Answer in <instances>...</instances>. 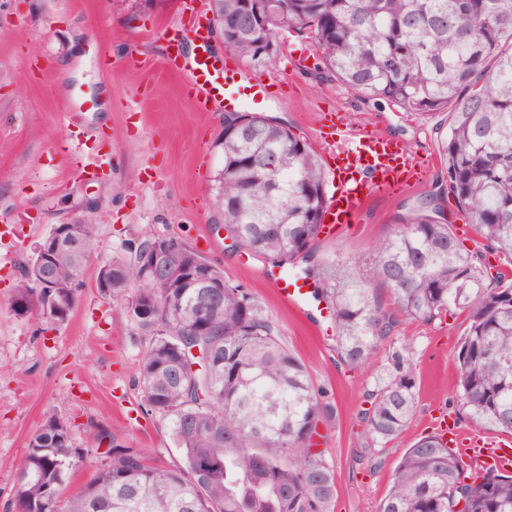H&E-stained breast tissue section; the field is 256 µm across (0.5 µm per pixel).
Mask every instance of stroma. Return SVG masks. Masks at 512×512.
Returning <instances> with one entry per match:
<instances>
[{"mask_svg":"<svg viewBox=\"0 0 512 512\" xmlns=\"http://www.w3.org/2000/svg\"><path fill=\"white\" fill-rule=\"evenodd\" d=\"M177 16L178 0H0V512H13L17 463L51 415L71 422L76 447H97L105 430L152 462L180 460L166 422L147 413L137 387L147 342L126 302L100 295L97 262L89 263L64 323L48 325L12 308L23 264L51 225L74 221L95 225L106 257L149 237H177L252 293L335 406L318 440L336 474L331 512H377L402 451L434 432L438 412L465 431L507 442L473 420L453 390L467 326L454 310L428 323L401 321L396 336L413 346L417 410L398 439L367 445L358 412L376 365L354 370L343 363L324 304L302 312L283 304L263 276L267 264L214 227L212 179L223 163L217 141L225 109H197L181 79L163 69L167 29ZM303 56L290 37L270 60L245 62L275 94L258 112L314 148L321 118L331 112L348 128L395 138L426 164L419 183L369 198L357 223L320 236V254L349 261L408 216L418 194L437 191L436 128L446 116L365 105L340 83L312 84ZM130 57L135 67H126ZM68 99L73 109L66 112ZM442 214L481 264L495 265L453 198L444 197Z\"/></svg>","mask_w":512,"mask_h":512,"instance_id":"obj_1","label":"stroma"}]
</instances>
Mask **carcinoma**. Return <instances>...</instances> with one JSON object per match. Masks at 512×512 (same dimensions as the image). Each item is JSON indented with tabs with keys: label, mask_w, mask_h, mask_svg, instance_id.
Wrapping results in <instances>:
<instances>
[{
	"label": "carcinoma",
	"mask_w": 512,
	"mask_h": 512,
	"mask_svg": "<svg viewBox=\"0 0 512 512\" xmlns=\"http://www.w3.org/2000/svg\"><path fill=\"white\" fill-rule=\"evenodd\" d=\"M224 48L252 62L278 53L294 28L315 59L316 84L338 81L360 101L405 112L448 113L440 133L448 193L504 268L512 267V0H218ZM224 164L215 205L239 244L269 266H295L312 280L336 324V350L352 369L388 351L363 393L359 417L385 446L418 403L412 346L393 340L402 318L431 322L452 308L468 327L455 356V387L479 423L512 433V283L495 284L436 219L441 193L419 197L408 218L350 263L322 258L317 242L327 190L316 152L259 112L224 121ZM40 287L25 265L13 308L54 324L67 317L100 253L92 224H80ZM110 257L100 292L127 300L148 346L138 381L146 411L168 422L182 464L150 466L138 448L109 444L94 477L55 509L53 493L87 458L71 425L52 415L30 438L17 471V512H329L336 476L317 450L318 424L333 406L282 342L252 294L173 288L143 275L137 250ZM134 294H128L129 289ZM199 347L208 367H191ZM512 512V475L467 472L439 434L416 439L391 477L379 512Z\"/></svg>",
	"instance_id": "1"
}]
</instances>
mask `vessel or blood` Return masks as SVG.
I'll list each match as a JSON object with an SVG mask.
<instances>
[{
    "mask_svg": "<svg viewBox=\"0 0 512 512\" xmlns=\"http://www.w3.org/2000/svg\"><path fill=\"white\" fill-rule=\"evenodd\" d=\"M181 21L169 31L171 44L190 39L196 52L191 62L168 56L163 66L168 73L182 77L183 89L201 109L222 104L243 107L268 99V87L248 75L239 66H229L210 50L211 32L201 0H179ZM321 144L333 164L330 168L335 189L326 204L324 221L328 232L356 221L360 208L369 197L388 196L410 187L420 164L419 159L398 141L368 131H344L342 136L323 133ZM273 284L282 302L301 309L308 305L312 290L298 277L280 275ZM435 425L448 443L459 444L469 458L482 467L502 468L512 464V448L493 447L470 438L457 421L438 417Z\"/></svg>",
    "mask_w": 512,
    "mask_h": 512,
    "instance_id": "vessel-or-blood-1",
    "label": "vessel or blood"
}]
</instances>
